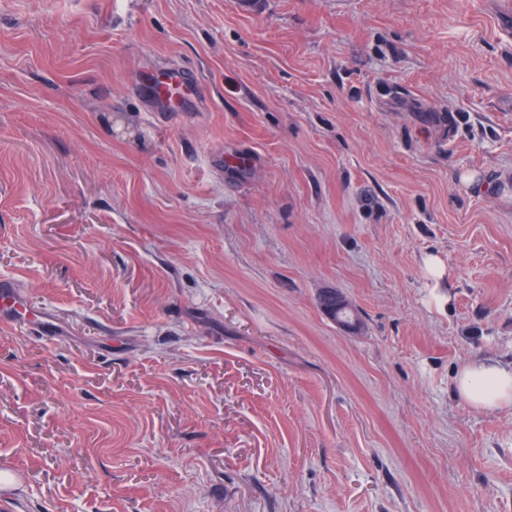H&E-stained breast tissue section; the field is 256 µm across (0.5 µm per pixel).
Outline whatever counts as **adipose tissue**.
I'll use <instances>...</instances> for the list:
<instances>
[{
	"mask_svg": "<svg viewBox=\"0 0 512 512\" xmlns=\"http://www.w3.org/2000/svg\"><path fill=\"white\" fill-rule=\"evenodd\" d=\"M453 389L457 397L479 411L512 407V364L473 357L456 371Z\"/></svg>",
	"mask_w": 512,
	"mask_h": 512,
	"instance_id": "obj_1",
	"label": "adipose tissue"
}]
</instances>
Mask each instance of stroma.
<instances>
[{"mask_svg":"<svg viewBox=\"0 0 512 512\" xmlns=\"http://www.w3.org/2000/svg\"><path fill=\"white\" fill-rule=\"evenodd\" d=\"M496 2L0 0V512H512ZM168 81L158 83L154 75L145 76L136 86V92L156 103L152 112H188L191 107L200 108L204 102V93L198 79H193L185 70L169 69ZM174 85L181 93L177 103L167 95L166 88ZM453 389L457 397L479 411L512 407V364L472 357L456 371Z\"/></svg>","mask_w":512,"mask_h":512,"instance_id":"35a3bbf8","label":"stroma"}]
</instances>
